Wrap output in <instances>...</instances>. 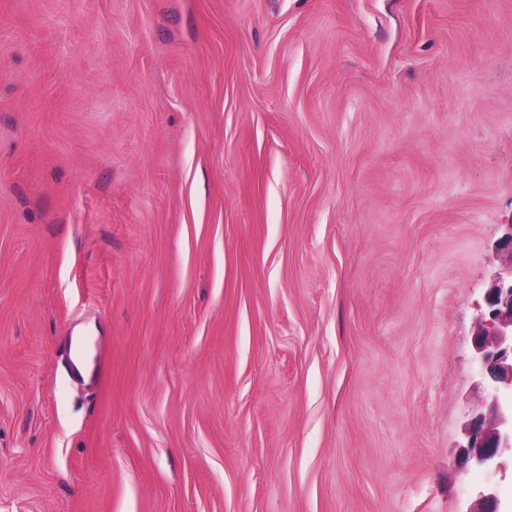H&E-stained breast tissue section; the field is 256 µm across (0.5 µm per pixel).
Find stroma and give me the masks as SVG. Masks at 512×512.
<instances>
[{"mask_svg": "<svg viewBox=\"0 0 512 512\" xmlns=\"http://www.w3.org/2000/svg\"><path fill=\"white\" fill-rule=\"evenodd\" d=\"M511 227L512 0H0V512L511 502ZM509 263L498 273L487 291V313L475 336V363L488 396L491 413L479 411L466 427L465 463L500 469L506 450L512 456V227L503 239Z\"/></svg>", "mask_w": 512, "mask_h": 512, "instance_id": "obj_1", "label": "stroma"}]
</instances>
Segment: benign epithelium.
<instances>
[{
    "label": "benign epithelium",
    "instance_id": "7a95c632",
    "mask_svg": "<svg viewBox=\"0 0 512 512\" xmlns=\"http://www.w3.org/2000/svg\"><path fill=\"white\" fill-rule=\"evenodd\" d=\"M509 263L487 291V313L475 336V363L488 396L491 413H477L466 427L464 462L501 468L500 458L512 451V230L503 239Z\"/></svg>",
    "mask_w": 512,
    "mask_h": 512
}]
</instances>
